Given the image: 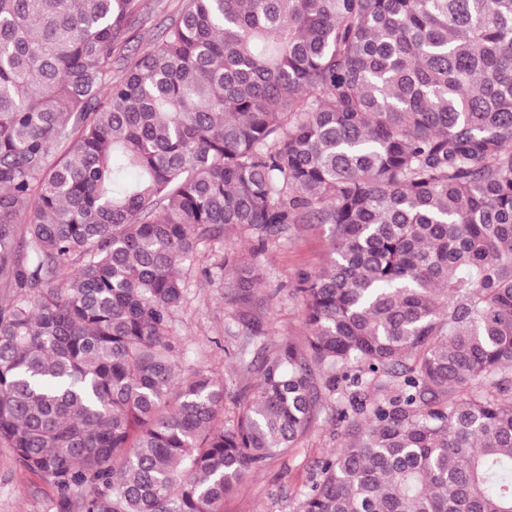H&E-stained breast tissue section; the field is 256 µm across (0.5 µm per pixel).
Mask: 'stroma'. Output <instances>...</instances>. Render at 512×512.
Segmentation results:
<instances>
[{
	"mask_svg": "<svg viewBox=\"0 0 512 512\" xmlns=\"http://www.w3.org/2000/svg\"><path fill=\"white\" fill-rule=\"evenodd\" d=\"M327 238L328 228L323 224L294 225L288 237L269 241L260 252L250 235L225 238V251L260 269L253 312L268 342L285 337L303 341L304 305L296 290L302 274L325 264ZM210 264V257L202 254L186 269L190 295L181 313L179 333L187 338L189 359L200 360L232 391L250 390L257 382L256 373L243 371L231 357L249 341L230 318L232 277L206 275ZM344 443V427L332 406L323 407L300 447L250 477L225 501L224 512H297L300 493L315 474L318 460ZM54 497L49 483L20 467L11 451L0 447V512H51Z\"/></svg>",
	"mask_w": 512,
	"mask_h": 512,
	"instance_id": "1",
	"label": "stroma"
}]
</instances>
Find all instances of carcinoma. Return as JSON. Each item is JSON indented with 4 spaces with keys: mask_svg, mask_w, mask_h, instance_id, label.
<instances>
[{
    "mask_svg": "<svg viewBox=\"0 0 512 512\" xmlns=\"http://www.w3.org/2000/svg\"><path fill=\"white\" fill-rule=\"evenodd\" d=\"M156 7L0 0V446L53 512H220L334 398L299 512H512V0H183L131 52ZM295 224L304 342L226 420L179 266Z\"/></svg>",
    "mask_w": 512,
    "mask_h": 512,
    "instance_id": "cac0c4a2",
    "label": "carcinoma"
}]
</instances>
